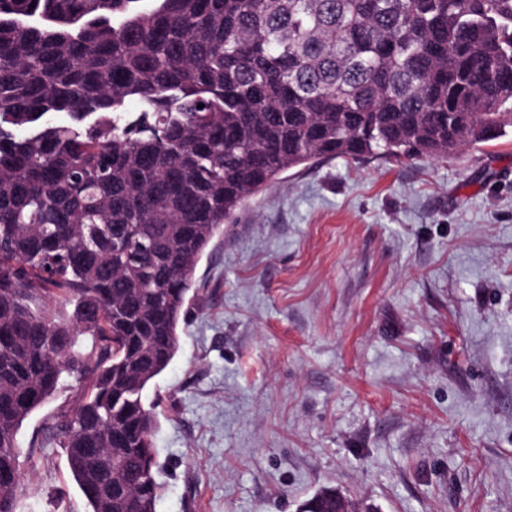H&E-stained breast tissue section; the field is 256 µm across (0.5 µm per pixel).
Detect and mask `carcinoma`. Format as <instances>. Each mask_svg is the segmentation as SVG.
Wrapping results in <instances>:
<instances>
[{"mask_svg":"<svg viewBox=\"0 0 512 512\" xmlns=\"http://www.w3.org/2000/svg\"><path fill=\"white\" fill-rule=\"evenodd\" d=\"M136 2L0 0V512L21 507L18 430L74 384L42 442L88 512H156L144 392L250 198L319 158L446 157L512 128V0Z\"/></svg>","mask_w":512,"mask_h":512,"instance_id":"obj_1","label":"carcinoma"}]
</instances>
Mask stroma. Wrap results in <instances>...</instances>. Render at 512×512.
<instances>
[{
	"label": "stroma",
	"instance_id": "stroma-1",
	"mask_svg": "<svg viewBox=\"0 0 512 512\" xmlns=\"http://www.w3.org/2000/svg\"><path fill=\"white\" fill-rule=\"evenodd\" d=\"M146 390L156 512H512V134L445 158H326L248 200ZM22 424L25 512H87Z\"/></svg>",
	"mask_w": 512,
	"mask_h": 512
}]
</instances>
